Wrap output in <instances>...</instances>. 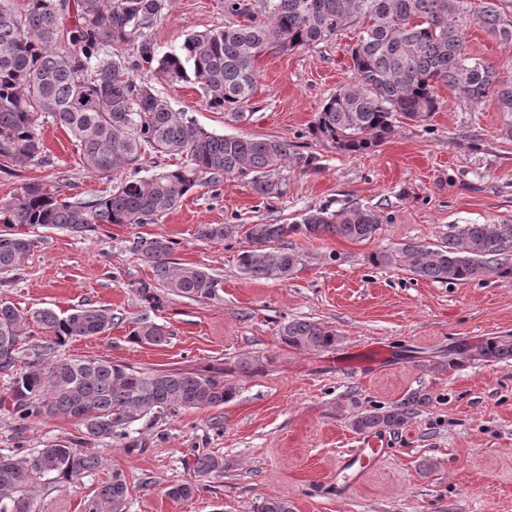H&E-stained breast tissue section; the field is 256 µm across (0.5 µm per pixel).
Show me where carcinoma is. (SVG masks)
I'll list each match as a JSON object with an SVG mask.
<instances>
[{"label": "carcinoma", "instance_id": "1", "mask_svg": "<svg viewBox=\"0 0 512 512\" xmlns=\"http://www.w3.org/2000/svg\"><path fill=\"white\" fill-rule=\"evenodd\" d=\"M171 0H28L18 13L0 0V158L39 159L43 142L37 115H47L75 139L83 167L105 180L111 191L88 200L61 197L49 183L25 184L13 201L0 205V275L22 270L33 241L12 231L16 224L88 235L103 224H149L173 211L196 187H216L224 178L247 182L263 199L283 195L282 168L288 142L277 138L226 136L198 126L173 110L147 76L168 83L196 84L207 106L234 122L246 120L257 82V62L271 50L309 48L338 36L354 21L366 23L350 55L356 80L322 105L311 135L344 153H368L407 120L427 121L438 108L436 85L459 98L497 97L512 133V84L495 67L469 56L462 33L469 0H224L231 17L250 22L186 36L178 52L163 55L148 31ZM479 23L494 38L512 44V0H481ZM67 47H58L59 39ZM140 78H135V74ZM148 150L180 157L173 168L140 175ZM382 216L357 203L336 210L313 208L295 224H253L249 245L236 257L244 275L286 280L302 265L288 236L333 235L351 242L374 238ZM242 232L238 224H201L197 236L224 241ZM176 242L138 237L131 250L150 263L151 277L138 283L144 304L131 321L137 344L162 345L168 333L150 312L168 295L201 302L219 296V280L205 267L171 261ZM512 224H453L440 243L405 242L369 256L375 266L394 267L434 282L462 283L490 277L512 281ZM112 309L82 304L65 315L52 308L23 312L0 301V371L13 375L8 399L16 422L64 416L85 437L137 444L130 426L155 413L220 407L234 398L224 372L137 370L106 358L57 354L72 337L103 336L112 329ZM35 324L55 337L16 367L20 344ZM291 348L320 352L335 346L336 330L318 321L289 320L279 329ZM477 359H512V336L487 340ZM424 400L414 395L390 407L356 414L360 433L404 426ZM201 476L224 471L223 457L208 450L194 455ZM95 456L70 442L45 445L22 458L0 456V512H32L28 492L38 481L73 480L95 469ZM198 486L167 488L174 501L192 498ZM129 493L116 469L99 484L89 512H122ZM259 512H292L288 499L269 497Z\"/></svg>", "mask_w": 512, "mask_h": 512}]
</instances>
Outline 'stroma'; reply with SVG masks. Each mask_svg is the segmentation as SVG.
<instances>
[{"mask_svg": "<svg viewBox=\"0 0 512 512\" xmlns=\"http://www.w3.org/2000/svg\"><path fill=\"white\" fill-rule=\"evenodd\" d=\"M226 20L224 0H173L151 36L159 53L175 52L186 35ZM360 30L355 24L317 46L262 56L243 122L207 108L197 85L155 83L175 110L208 130L288 141L281 199L263 201L243 181L227 179L191 190L151 224H107L88 236L22 226L35 244L16 279L0 284L1 299L24 311L64 312L88 302L119 318L106 335L68 340L60 354L137 369L222 368L235 390L218 408L135 422L136 448L89 443L98 467L77 480L38 481L30 492L36 512H87L94 489L116 468L131 483L123 512H257L273 495L288 498L293 512H512V360L469 356L457 367L446 364L449 352L469 354L489 338L512 335V282H432L369 260L407 241L434 244L452 224L512 223V135L496 97L464 101L442 84L437 112L400 127L374 152L346 154L312 138L324 101L355 79L350 48ZM463 33L470 55L512 83V44L488 34L473 14ZM38 124L46 158L0 172V205L29 182H52L80 199L108 190L83 167L67 130L48 117ZM355 202L383 216L375 239L290 235L304 261L285 281L240 273L244 236H196L202 224H286L311 207ZM139 235L178 240L173 261L209 268L223 288L219 299L201 303L169 297L152 314L169 334L160 346L129 338V320L143 309L136 288L151 276L149 263L130 249ZM290 319L332 326L336 347L313 353L282 344L278 328ZM373 345L384 347L383 360L346 366L350 353ZM412 393L426 405L386 431L389 453L366 483L336 497V464L364 439L351 427L354 415ZM78 434L71 419L20 426L0 408V455L19 458ZM203 448L223 456V474L194 471ZM184 481L198 484L196 495L168 498L167 488Z\"/></svg>", "mask_w": 512, "mask_h": 512, "instance_id": "1", "label": "stroma"}]
</instances>
